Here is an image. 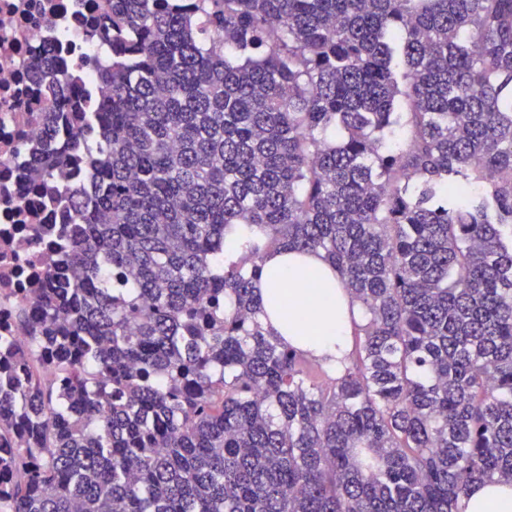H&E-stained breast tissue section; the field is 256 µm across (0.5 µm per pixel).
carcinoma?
<instances>
[{
  "label": "carcinoma",
  "instance_id": "carcinoma-1",
  "mask_svg": "<svg viewBox=\"0 0 512 512\" xmlns=\"http://www.w3.org/2000/svg\"><path fill=\"white\" fill-rule=\"evenodd\" d=\"M90 38L94 83L36 72L26 178H86L30 227L41 286L0 289L27 328L0 512H460L512 483V0H102ZM281 250L363 310L334 377L261 321Z\"/></svg>",
  "mask_w": 512,
  "mask_h": 512
}]
</instances>
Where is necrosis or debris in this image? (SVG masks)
Masks as SVG:
<instances>
[{
  "mask_svg": "<svg viewBox=\"0 0 512 512\" xmlns=\"http://www.w3.org/2000/svg\"><path fill=\"white\" fill-rule=\"evenodd\" d=\"M96 13L95 0H0V286L35 285L27 225L72 221L67 204L29 202L24 169L41 150V129L31 114L43 103L33 72L48 52L77 63L97 56L86 35Z\"/></svg>",
  "mask_w": 512,
  "mask_h": 512,
  "instance_id": "4bbe7bcc",
  "label": "necrosis or debris"
}]
</instances>
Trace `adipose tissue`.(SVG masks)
<instances>
[{"mask_svg": "<svg viewBox=\"0 0 512 512\" xmlns=\"http://www.w3.org/2000/svg\"><path fill=\"white\" fill-rule=\"evenodd\" d=\"M264 308L274 297H296L293 308L283 310L277 328L283 336L302 335L303 346L337 369L349 333L350 297L335 268L322 253L303 256L291 251L275 253L266 260L258 286ZM462 512H512V485L487 483L475 486L461 502Z\"/></svg>", "mask_w": 512, "mask_h": 512, "instance_id": "ef3b65f1", "label": "adipose tissue"}]
</instances>
